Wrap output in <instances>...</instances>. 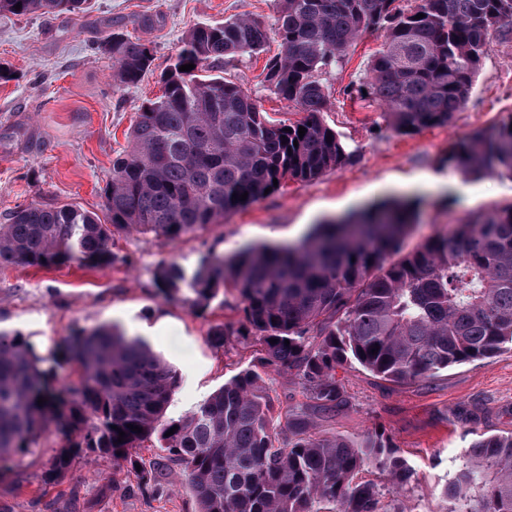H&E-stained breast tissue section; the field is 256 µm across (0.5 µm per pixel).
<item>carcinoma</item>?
<instances>
[{
    "label": "carcinoma",
    "instance_id": "obj_1",
    "mask_svg": "<svg viewBox=\"0 0 512 512\" xmlns=\"http://www.w3.org/2000/svg\"><path fill=\"white\" fill-rule=\"evenodd\" d=\"M82 2L0 0V13L73 12ZM396 2L281 0L272 30L248 16L192 30L162 94L141 109L127 149L112 161L104 218L72 206L20 207L0 224V266L48 267L75 257L108 266L116 259L114 229L177 239L268 188L342 166L344 147L318 118L327 105L321 76L372 26H386L385 41L355 92L385 105L387 126L399 134L448 123L466 104L491 32L512 18V0H415L408 9ZM273 36L280 52L265 81L305 113L294 123L269 122L251 94L211 74L240 53L264 52ZM112 54L122 86L152 59L145 44L115 36ZM189 63L195 68L179 70ZM448 166L463 176L512 179V119L462 142ZM245 192L246 200L232 199ZM416 205L391 198L323 221L295 246H253L230 258L210 252L190 273L174 263L158 269L159 293H187L194 312L220 290L234 291L238 325L216 326L211 342L256 336L262 365L301 378L310 402L279 431L252 369L167 421L179 373L143 337L113 324L82 331L65 338L45 368L27 337L0 330V478L52 430L61 446L44 471L46 485L58 484L84 451L130 472L139 465L154 480L159 463L147 467L141 451L156 441L167 460L184 466L197 512H379L378 486L357 475L374 465L397 491L412 472L379 432L352 439L311 431L313 416L333 417L346 403L336 366L349 359L408 383L512 346V205L406 252ZM64 368L75 379L58 386ZM443 495L454 503L449 512H512V434L474 440Z\"/></svg>",
    "mask_w": 512,
    "mask_h": 512
}]
</instances>
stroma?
Segmentation results:
<instances>
[{
	"label": "stroma",
	"mask_w": 512,
	"mask_h": 512,
	"mask_svg": "<svg viewBox=\"0 0 512 512\" xmlns=\"http://www.w3.org/2000/svg\"><path fill=\"white\" fill-rule=\"evenodd\" d=\"M278 9V0H91L75 13L0 14V224L29 204L101 213L112 161L126 148L141 105L160 95L185 36L238 16L271 26ZM116 34L152 50L148 71L123 88L112 79L110 40ZM384 38L383 28L367 29L343 65L322 76L328 102L319 117L345 149L343 166L289 183L177 239L114 231L116 259L106 267L78 259L1 267L0 329L20 332L48 360L65 337L80 331L113 323L133 333L165 321L183 343L174 351L161 337L150 340L181 377L167 418L194 410L250 368L260 372L274 424L283 427L290 408L306 400L299 377L262 367L253 337L231 336L223 347H213L212 327L240 318L236 295H218L203 314H192L183 301L158 295L155 274L161 266L190 270L210 251L229 256L258 243L295 242L322 219L398 195L420 201L405 241L409 250L462 220L512 204V179L466 178L447 163L459 142L512 119V25L493 31L464 109L447 125L411 135L387 127L383 105L368 106L348 94ZM278 51L272 41L266 52L237 55L223 76L250 91L273 119L292 123L301 112L263 82L264 66ZM336 377L347 405L333 418H315V432L385 433L413 470L398 497L408 512H446L440 490L469 445L482 435L512 433V349L404 385L355 363L337 368ZM58 448L55 433H43L0 480L5 512H196L176 464L155 487L142 490L136 474L92 453L76 457L59 485H45L43 474Z\"/></svg>",
	"instance_id": "obj_1"
}]
</instances>
